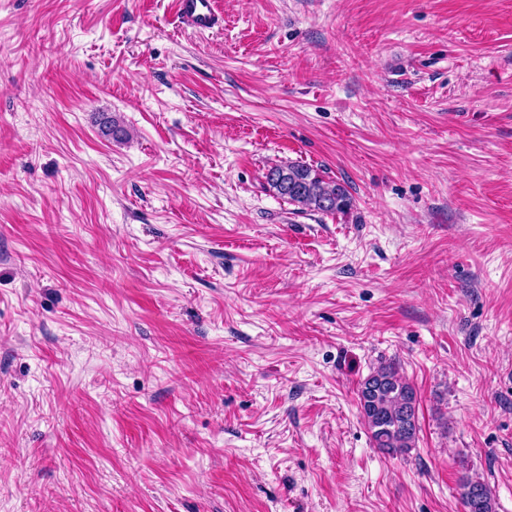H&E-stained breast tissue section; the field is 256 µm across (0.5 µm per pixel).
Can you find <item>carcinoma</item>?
<instances>
[{
    "instance_id": "carcinoma-1",
    "label": "carcinoma",
    "mask_w": 512,
    "mask_h": 512,
    "mask_svg": "<svg viewBox=\"0 0 512 512\" xmlns=\"http://www.w3.org/2000/svg\"><path fill=\"white\" fill-rule=\"evenodd\" d=\"M266 183L269 190L298 212L328 215L343 213L351 206L345 186L325 180L305 164H275L266 173ZM357 397L375 447L393 457L405 455L415 447L419 432L417 400L398 367L380 366L359 383ZM459 490L469 495V499L462 500L465 512H495L494 497L484 481L464 477Z\"/></svg>"
}]
</instances>
